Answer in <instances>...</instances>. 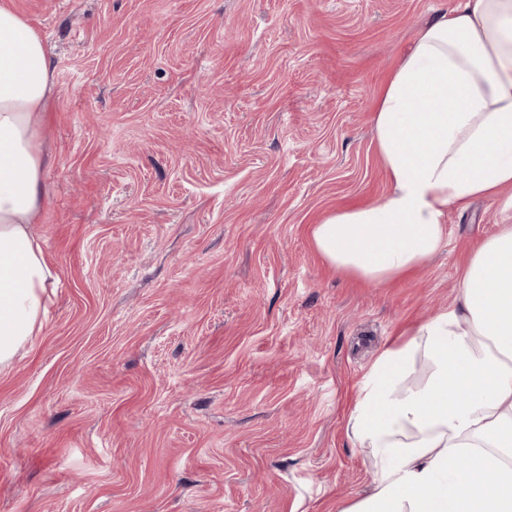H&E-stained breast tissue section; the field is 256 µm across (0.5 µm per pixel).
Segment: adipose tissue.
<instances>
[{"instance_id": "obj_1", "label": "adipose tissue", "mask_w": 512, "mask_h": 512, "mask_svg": "<svg viewBox=\"0 0 512 512\" xmlns=\"http://www.w3.org/2000/svg\"><path fill=\"white\" fill-rule=\"evenodd\" d=\"M52 68L0 0V368L41 330L56 275L32 231L46 207ZM390 190L311 230L337 273L382 285L445 245L449 208L512 209V0H458L420 29L372 114ZM385 348L348 418L375 479L345 512H512V224L470 252L454 302Z\"/></svg>"}]
</instances>
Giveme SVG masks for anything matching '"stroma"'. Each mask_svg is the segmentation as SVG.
Wrapping results in <instances>:
<instances>
[{"mask_svg":"<svg viewBox=\"0 0 512 512\" xmlns=\"http://www.w3.org/2000/svg\"><path fill=\"white\" fill-rule=\"evenodd\" d=\"M451 0H14L52 63L44 327L0 369V512H342L346 432L400 330L455 297L501 203L373 286L312 224L381 201L371 117Z\"/></svg>","mask_w":512,"mask_h":512,"instance_id":"1","label":"stroma"}]
</instances>
